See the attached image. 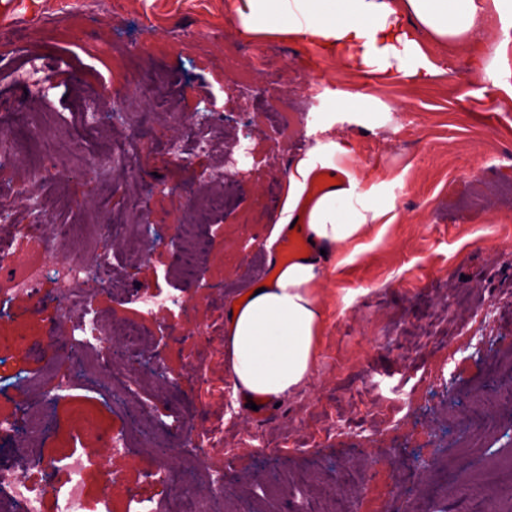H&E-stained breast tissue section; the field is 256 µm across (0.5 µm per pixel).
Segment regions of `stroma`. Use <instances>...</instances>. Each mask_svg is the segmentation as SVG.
<instances>
[{"label":"stroma","instance_id":"obj_1","mask_svg":"<svg viewBox=\"0 0 512 512\" xmlns=\"http://www.w3.org/2000/svg\"><path fill=\"white\" fill-rule=\"evenodd\" d=\"M81 9L74 16L61 13L57 0H0V35L16 44L0 49V124L11 128L23 166L39 167L51 153L63 171L41 186L55 223L69 229L58 242L61 252L112 251L128 285L190 304V313L164 310L147 327V346L159 354L176 399L161 395L148 377L138 393L168 437L181 433L186 411L198 413L181 463L220 475L224 512H235L242 496L259 512H304L311 487L274 499L267 488L308 472L335 485L351 512H474L460 492L493 474L499 485L490 499L498 512H512V472L501 469L512 461V405L492 400L512 385V260L502 255L512 249V163L498 159L512 148V41L490 52L486 75L473 76L466 47L429 40V57L454 56V72L424 83L379 82L300 39L243 38L230 0H126L121 8L115 0H82ZM47 23L53 35H44ZM189 29L196 39L182 42ZM134 42L142 55L124 57L119 45ZM228 45L252 72L250 86H236L225 74ZM33 67L50 91L31 112L23 74ZM152 68L168 74L184 119L155 121L143 179L146 221L160 225L169 242L132 265L97 231L125 212L127 198L85 166L109 150L112 133L83 135L81 114ZM343 90L362 99L323 130L319 116ZM285 100L303 112L295 130L281 138L268 131L226 139L235 202L211 216L206 254L193 275L175 272L179 203L215 160L195 153L175 164L168 144H190L204 109L240 120ZM397 125L399 140H389ZM330 136L354 146L363 189L394 202L397 217L330 274L325 330L304 386L258 412L229 406L222 307L266 270L264 243L292 157ZM55 309L50 296L38 311L0 315V362L16 385L0 394V414L20 416L25 402L39 403L46 435L37 451L62 457L99 447L128 421L123 403L94 373L108 358L105 349L88 353L90 370L77 379L59 353L44 349ZM68 378L75 400L53 398L52 387ZM88 419L95 423L90 434L83 430ZM418 458L430 470H413ZM151 461L150 451L139 448L127 459L89 463V512L105 498L110 512H128L132 493L152 512H171L172 489L142 478Z\"/></svg>","mask_w":512,"mask_h":512}]
</instances>
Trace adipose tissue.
<instances>
[{
  "label": "adipose tissue",
  "instance_id": "1",
  "mask_svg": "<svg viewBox=\"0 0 512 512\" xmlns=\"http://www.w3.org/2000/svg\"><path fill=\"white\" fill-rule=\"evenodd\" d=\"M233 8L244 37L301 38L374 79L426 81L453 59L431 60L424 38L469 45L473 64L482 65L484 34L512 13V0H233ZM354 161L352 146L330 139L290 163L265 248L275 254L280 238L296 230L310 244L229 305L224 367L242 400L273 405L309 378L324 328L325 275L359 254L393 211L362 190Z\"/></svg>",
  "mask_w": 512,
  "mask_h": 512
}]
</instances>
